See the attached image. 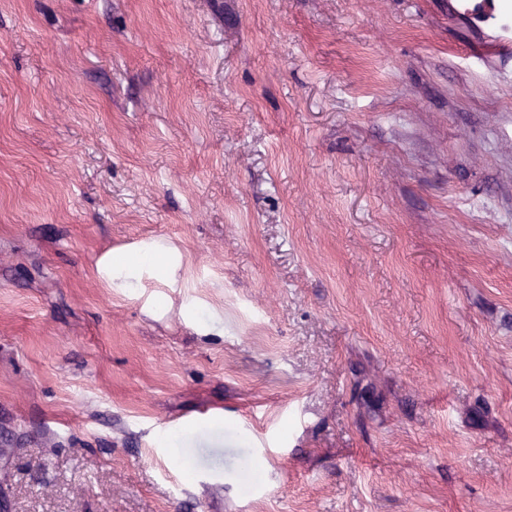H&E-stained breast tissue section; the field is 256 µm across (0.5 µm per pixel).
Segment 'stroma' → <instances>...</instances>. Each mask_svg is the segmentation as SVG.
<instances>
[{
  "label": "stroma",
  "mask_w": 512,
  "mask_h": 512,
  "mask_svg": "<svg viewBox=\"0 0 512 512\" xmlns=\"http://www.w3.org/2000/svg\"><path fill=\"white\" fill-rule=\"evenodd\" d=\"M0 512H512V6L0 0ZM181 268L180 253L159 241L142 243L124 253L106 252L96 265L98 277L109 288H140L145 277L175 288Z\"/></svg>",
  "instance_id": "obj_1"
}]
</instances>
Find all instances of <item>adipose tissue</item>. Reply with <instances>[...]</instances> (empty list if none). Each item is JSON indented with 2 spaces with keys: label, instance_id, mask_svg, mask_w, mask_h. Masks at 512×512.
<instances>
[{
  "label": "adipose tissue",
  "instance_id": "1",
  "mask_svg": "<svg viewBox=\"0 0 512 512\" xmlns=\"http://www.w3.org/2000/svg\"><path fill=\"white\" fill-rule=\"evenodd\" d=\"M182 268L178 251L158 241L145 242L135 250L103 254L96 265L98 277L111 288H137L144 278L175 287Z\"/></svg>",
  "mask_w": 512,
  "mask_h": 512
}]
</instances>
